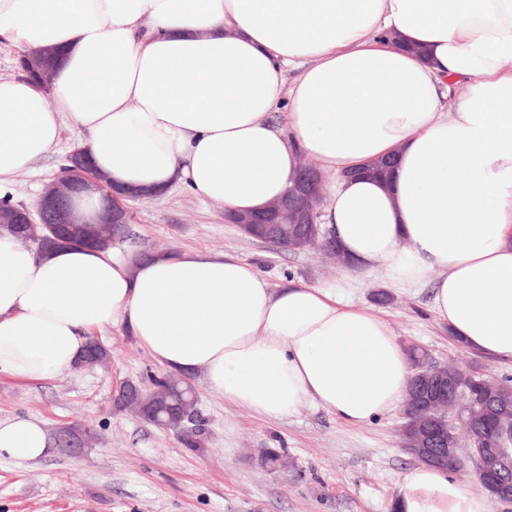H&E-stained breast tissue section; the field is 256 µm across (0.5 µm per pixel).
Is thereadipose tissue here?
<instances>
[{"label":"adipose tissue","mask_w":512,"mask_h":512,"mask_svg":"<svg viewBox=\"0 0 512 512\" xmlns=\"http://www.w3.org/2000/svg\"><path fill=\"white\" fill-rule=\"evenodd\" d=\"M0 37L55 54L50 89L0 78V186L67 123L113 184H179L235 212L282 196L307 159L335 177L322 218L353 263L431 285L457 343L512 359V0H0ZM454 83L469 92L449 103ZM391 155L390 184L360 175ZM117 324L169 372L268 417L312 403L367 423L412 375L388 325L331 289L272 290L225 253L40 256L0 231V373L48 379ZM49 449L40 422L0 421V454ZM395 508L490 499L420 465Z\"/></svg>","instance_id":"1"}]
</instances>
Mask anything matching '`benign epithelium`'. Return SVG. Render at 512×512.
<instances>
[{
	"label": "benign epithelium",
	"instance_id": "benign-epithelium-1",
	"mask_svg": "<svg viewBox=\"0 0 512 512\" xmlns=\"http://www.w3.org/2000/svg\"><path fill=\"white\" fill-rule=\"evenodd\" d=\"M325 179L315 168L305 165L288 191L258 212H224L226 222L237 225H260L267 241L280 248L288 240L303 246L319 248L328 256L344 259L336 238L319 232L321 202ZM146 189H123L112 185L109 178L93 169L86 148L75 145L65 158L61 173L43 189L36 206H13L12 223L20 225L19 239L38 247L48 244L67 245L73 233L81 228L95 241L97 227L112 228V239L123 236L130 224L127 201L148 198ZM297 224L299 229L289 237L281 225ZM481 374L466 368L455 378L437 369L415 364L413 380L420 382L419 390L427 393L424 404L433 412L423 427L412 431L408 423L400 428L404 449L421 463L440 470L449 463L457 464L461 451L451 438L467 430L469 423L457 410L456 398L465 393L468 383ZM498 447L490 449L471 475L480 484L494 488L495 500L512 501V417L499 425Z\"/></svg>",
	"mask_w": 512,
	"mask_h": 512
}]
</instances>
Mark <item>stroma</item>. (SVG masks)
I'll return each mask as SVG.
<instances>
[{"label":"stroma","instance_id":"stroma-1","mask_svg":"<svg viewBox=\"0 0 512 512\" xmlns=\"http://www.w3.org/2000/svg\"><path fill=\"white\" fill-rule=\"evenodd\" d=\"M82 139L64 126L58 151L34 162L0 194L34 205ZM128 208L129 234L115 246L123 255L154 247L231 254L253 264L271 288L294 283L345 294L384 320L401 346L424 349L432 363L456 362L512 378L511 359H489L450 338L432 310L430 288L408 292L391 287L381 273L332 265L314 250L273 249L225 223L223 204L181 186ZM377 290L388 292L387 303L374 300ZM99 338L111 352L106 365L72 367L42 381L0 374V421L25 417L51 433L79 424L92 434L78 458L55 448L35 460L1 454L0 512H392L400 478L415 464L401 446V409L359 426L312 405L269 418L212 393L196 375L191 382L205 436L203 449L192 451L173 431L115 408L113 394L122 383L146 387L166 370L122 326ZM263 448L285 449L287 466L265 467Z\"/></svg>","mask_w":512,"mask_h":512}]
</instances>
